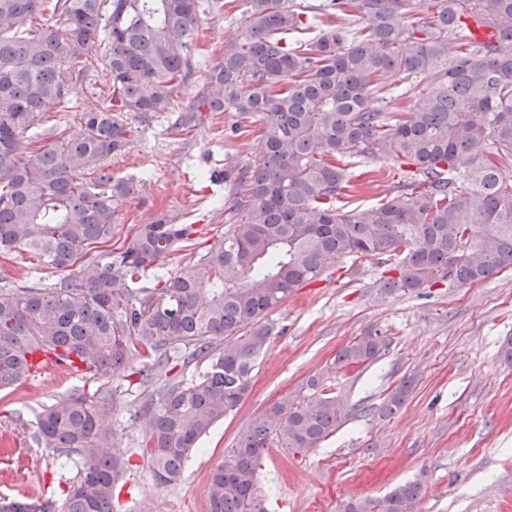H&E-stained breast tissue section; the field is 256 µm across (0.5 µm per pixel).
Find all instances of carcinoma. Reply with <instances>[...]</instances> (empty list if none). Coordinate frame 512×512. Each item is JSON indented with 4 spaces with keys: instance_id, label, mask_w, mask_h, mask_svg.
<instances>
[{
    "instance_id": "1",
    "label": "carcinoma",
    "mask_w": 512,
    "mask_h": 512,
    "mask_svg": "<svg viewBox=\"0 0 512 512\" xmlns=\"http://www.w3.org/2000/svg\"><path fill=\"white\" fill-rule=\"evenodd\" d=\"M431 15L416 19L422 3ZM242 30L205 71L192 101L174 95L199 71L195 37L202 0H0V257L24 251L62 276L20 284L0 268V390L33 373L32 357L92 379L129 370L142 388L137 416L159 482L177 481L212 425L248 394L274 327L267 316L296 289L346 257L388 264L385 294L416 293L446 280L481 282L512 267V0H232ZM363 24L351 37L348 9ZM320 18L317 39L293 46L285 30ZM492 26L477 43L468 21ZM97 61L108 92L75 134L47 124ZM431 82L417 106L396 104L400 87ZM233 110L264 119V164L236 177L224 197V240L171 275L157 261L200 233L164 214L124 246L79 260L112 238L114 201L140 180L116 178L108 159L133 128L116 113L147 119L179 111ZM349 157L387 159L417 179L386 203L340 211ZM371 332L343 347L339 368L385 355ZM207 361L189 382L169 378L176 355ZM163 384H157L162 377ZM414 390L408 377L379 408L392 417ZM307 395L285 396L255 416L224 455L207 489L208 512H263L257 464L271 441L316 447L348 415L320 378ZM112 390L44 409L32 439L59 456L83 454L65 500H6L0 512H112L129 460L103 451L112 438ZM423 485L406 482L344 512H419Z\"/></svg>"
}]
</instances>
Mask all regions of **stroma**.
<instances>
[{
  "mask_svg": "<svg viewBox=\"0 0 512 512\" xmlns=\"http://www.w3.org/2000/svg\"><path fill=\"white\" fill-rule=\"evenodd\" d=\"M238 27L229 5L201 15V57L219 62ZM122 118L136 133L109 165L114 176L139 178L141 187L137 199L117 200L120 222L111 245L122 246L137 225L163 212L197 225L190 247L160 260L161 272L170 274L224 237V194L212 189L207 155H220L225 170L236 173L260 164V145L253 134L229 137L238 121L233 112L207 113L183 132L172 131L164 116L148 121L126 112ZM392 167L385 160L353 159L349 174L370 168L374 182L345 199V210L387 202L398 180ZM383 270L368 259L338 261L269 313L276 333L259 358L249 395L201 438L200 452L176 483L155 479L136 425L141 390L116 370L110 382L112 451L131 466L114 490L112 512H208V480L225 449L235 446L254 415L299 394L312 376L322 378L327 392L342 395L351 414L316 448L271 443L257 473L256 495L265 512H344L348 501L380 498L410 481L423 484L420 512H512V363L499 354L512 337V268L470 285L442 282L419 296L382 295ZM368 332L387 339L386 355L367 367L333 368L337 352ZM408 376L415 379L411 397L397 415L380 419L374 406ZM98 387L53 370L0 392V433L16 439L11 448L0 447L1 497L64 499L82 458L62 463L31 433L45 407L75 395L94 398Z\"/></svg>",
  "mask_w": 512,
  "mask_h": 512,
  "instance_id": "stroma-1",
  "label": "stroma"
}]
</instances>
